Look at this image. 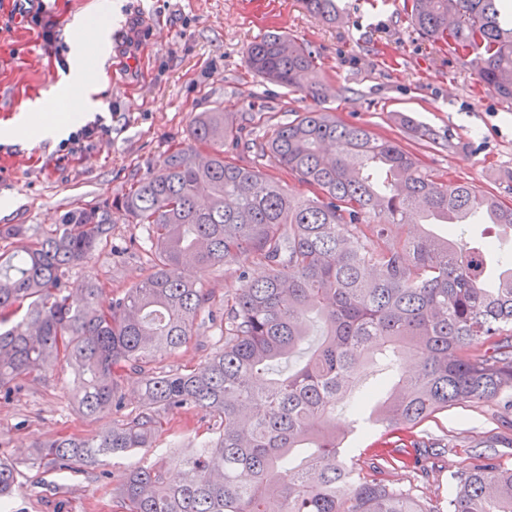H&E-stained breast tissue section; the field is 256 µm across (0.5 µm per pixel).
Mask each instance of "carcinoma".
Masks as SVG:
<instances>
[{
	"instance_id": "obj_1",
	"label": "carcinoma",
	"mask_w": 512,
	"mask_h": 512,
	"mask_svg": "<svg viewBox=\"0 0 512 512\" xmlns=\"http://www.w3.org/2000/svg\"><path fill=\"white\" fill-rule=\"evenodd\" d=\"M338 24L337 0H303ZM503 0H412L410 20L428 39L470 58L481 83L512 99V15ZM265 80L324 98L310 46L282 34L248 46ZM230 112H200L192 143L170 148L161 166L110 203L76 207L36 240L23 224L0 236L28 241L0 258V393L56 364L74 375L85 417L123 407L120 380L142 377L141 405L105 432L37 446L32 464L69 470L98 457L148 447L163 415L194 410L218 426L184 460L179 481L158 465L131 471L112 489L124 512H512V469L489 455L456 477L442 503L421 500L388 478L421 469L415 429L448 407L512 391V266L487 283L477 246L426 231L479 224L490 214L512 241V206L460 182L438 183L393 140L310 110L245 138ZM271 158L312 195L293 197L251 166L224 160V145ZM211 152L197 160L199 149ZM149 229L150 273L102 309L99 285H77L75 308L63 270L84 262L111 233L112 209ZM265 276L252 279L247 264ZM236 265L242 286L226 301L222 345L177 373L156 364L192 336L212 295L185 276ZM321 339L293 371L273 367L306 342L307 318ZM402 357L415 368L400 367ZM392 373L372 389L367 366ZM391 434L372 472L356 471L336 413L348 406ZM19 488L16 465L0 461V500Z\"/></svg>"
}]
</instances>
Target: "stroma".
<instances>
[{
	"label": "stroma",
	"instance_id": "stroma-1",
	"mask_svg": "<svg viewBox=\"0 0 512 512\" xmlns=\"http://www.w3.org/2000/svg\"><path fill=\"white\" fill-rule=\"evenodd\" d=\"M101 0H29L28 16L0 0V91L19 114L44 99L67 69V25ZM106 53L88 48L87 69L102 72L105 89L88 114L101 122L95 138L33 143L0 142V198L10 209L0 225L23 224L38 237L66 211L112 201L133 178L156 170L175 144L191 141L197 113L213 110L263 112L284 123L320 108L337 121L363 125L411 150L436 181L469 182L512 205V100L500 99L475 69L447 46L420 35L404 0H340L344 21L315 20L302 0H113ZM277 32L307 42L331 88L325 99L266 83L247 64L246 48ZM426 123L431 142L413 139L405 117ZM143 225L112 213L108 244L66 271L70 285L92 278L98 302L135 286L149 272L141 248ZM213 291L214 318L194 334L165 369L196 366L219 348L224 301L242 282L237 266L199 275ZM140 377L126 372L123 408L101 418L81 416L72 399V376L62 364L22 379L20 390L0 394V459L15 463L21 487L11 512H116L112 490L137 465L161 462L176 478L180 459L202 440L199 415L170 413L152 447L100 457L90 466L62 473L28 462L35 444L84 437L121 422L140 402ZM419 436L441 444L427 476L402 471L422 499L447 497L456 474L490 450L512 467V417L498 401L454 405L425 421Z\"/></svg>",
	"mask_w": 512,
	"mask_h": 512
}]
</instances>
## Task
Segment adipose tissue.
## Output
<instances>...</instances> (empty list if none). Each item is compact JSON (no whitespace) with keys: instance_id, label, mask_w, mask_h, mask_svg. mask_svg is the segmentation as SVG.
Returning <instances> with one entry per match:
<instances>
[{"instance_id":"ef3b65f1","label":"adipose tissue","mask_w":512,"mask_h":512,"mask_svg":"<svg viewBox=\"0 0 512 512\" xmlns=\"http://www.w3.org/2000/svg\"><path fill=\"white\" fill-rule=\"evenodd\" d=\"M68 40V72L48 91L45 100L29 105L10 121L0 124V139L13 143L60 141L72 127L80 125L93 106L92 94L102 92L100 82L90 81L84 65L85 50L104 44L105 27L101 21L83 16L74 17ZM63 102L66 110L61 117L44 116L47 102Z\"/></svg>"}]
</instances>
